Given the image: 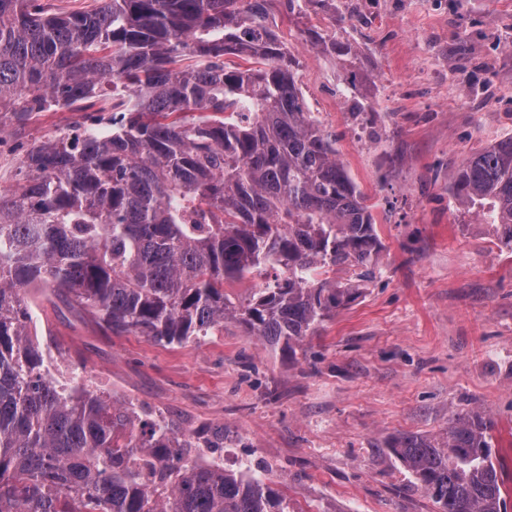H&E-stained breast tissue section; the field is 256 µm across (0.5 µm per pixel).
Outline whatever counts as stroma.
Returning a JSON list of instances; mask_svg holds the SVG:
<instances>
[{
	"instance_id": "1",
	"label": "stroma",
	"mask_w": 512,
	"mask_h": 512,
	"mask_svg": "<svg viewBox=\"0 0 512 512\" xmlns=\"http://www.w3.org/2000/svg\"><path fill=\"white\" fill-rule=\"evenodd\" d=\"M307 111L367 195L375 274L295 353L222 332L183 344L116 336L65 304L37 312L61 375L146 407L179 432L224 434L304 512H436L387 443L485 411L512 512V247L450 189L471 156L512 137V0H275ZM327 48L310 51L306 29ZM82 112L0 113V186Z\"/></svg>"
}]
</instances>
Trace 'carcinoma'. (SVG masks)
<instances>
[{
	"label": "carcinoma",
	"instance_id": "carcinoma-1",
	"mask_svg": "<svg viewBox=\"0 0 512 512\" xmlns=\"http://www.w3.org/2000/svg\"><path fill=\"white\" fill-rule=\"evenodd\" d=\"M274 0H99L71 14L0 0V112H86L0 190V512H298L266 477L195 465L193 442L44 368L29 290L115 335L173 344L233 321L288 352L359 296L382 247L332 136L305 111ZM232 54L264 67L229 68ZM185 56L199 64L176 68ZM199 113L196 118L188 117ZM454 198L512 246V138ZM272 270L244 304L224 284ZM345 270L344 282L327 277ZM490 418L455 412L390 446L438 512H507Z\"/></svg>",
	"mask_w": 512,
	"mask_h": 512
}]
</instances>
